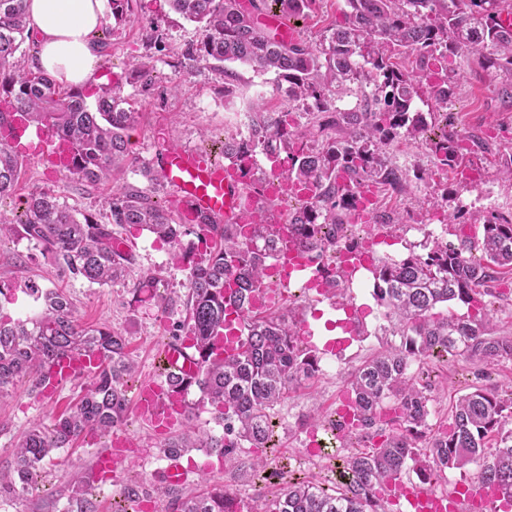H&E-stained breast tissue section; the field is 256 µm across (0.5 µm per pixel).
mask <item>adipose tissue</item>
Returning <instances> with one entry per match:
<instances>
[{
	"label": "adipose tissue",
	"mask_w": 512,
	"mask_h": 512,
	"mask_svg": "<svg viewBox=\"0 0 512 512\" xmlns=\"http://www.w3.org/2000/svg\"><path fill=\"white\" fill-rule=\"evenodd\" d=\"M26 15L39 37L36 66L62 84L94 86L99 57L91 36L104 19L103 0H26Z\"/></svg>",
	"instance_id": "ef3b65f1"
}]
</instances>
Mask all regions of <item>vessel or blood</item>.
Masks as SVG:
<instances>
[{"mask_svg": "<svg viewBox=\"0 0 512 512\" xmlns=\"http://www.w3.org/2000/svg\"><path fill=\"white\" fill-rule=\"evenodd\" d=\"M0 139L18 153H35L49 170H62L72 163L73 152L61 140L54 129L32 123L26 114H8ZM152 162L161 173L183 222L197 224L233 222L243 214L265 212L269 223H278L276 214L270 213L269 202L287 195L289 183L278 180L263 194L246 195L241 191L244 182L243 166L239 162L224 163L212 156L186 148L158 147ZM164 360L170 372L184 380H190L199 372V362L188 343L177 342L168 346ZM98 366L97 357L74 353L61 357L47 366L41 376L39 388L46 397H56L68 383L81 375L93 373ZM186 400L185 389L165 385L160 380L142 383L137 391L136 410L151 426L164 430L178 419ZM132 436L113 434L111 447L99 453L97 470L115 474L123 461V449L134 447ZM489 488L470 484L446 497H438L417 485H399L394 499L402 503L406 512H434L437 505H445L446 512H463L465 504L491 498Z\"/></svg>", "mask_w": 512, "mask_h": 512, "instance_id": "vessel-or-blood-1", "label": "vessel or blood"}]
</instances>
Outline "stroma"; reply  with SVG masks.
I'll return each instance as SVG.
<instances>
[{
    "instance_id": "35a3bbf8",
    "label": "stroma",
    "mask_w": 512,
    "mask_h": 512,
    "mask_svg": "<svg viewBox=\"0 0 512 512\" xmlns=\"http://www.w3.org/2000/svg\"><path fill=\"white\" fill-rule=\"evenodd\" d=\"M133 9L131 22L115 27L111 36L99 31L95 37L105 42L100 54L101 70L116 74L115 90L137 114L129 136L131 153L140 164L149 163L155 148L161 144L223 157L225 138L234 135L250 106L263 103L272 109L287 110V84L275 79L273 74H258L237 64L233 67L234 78L227 80L204 62L190 69L181 67L184 52L201 40L203 31L197 24L173 13L166 0H135ZM141 61L155 65L153 79L147 85L132 76L133 65ZM477 70L475 61L465 63L451 120L456 130L487 135L498 147L510 145L512 105L504 103L495 91L499 78L478 75ZM390 152L403 167L425 171L426 181L416 189L412 201L375 195V211L396 210L408 216L406 223L383 228L382 242L373 247L375 256L399 258L419 250L429 231L443 236H480L481 223H446V216L457 202H464L480 214L490 209H512V182L496 177L494 154H484L476 162L482 173L481 181L461 182L453 174L433 167L424 142L400 140L391 144ZM116 185L146 192L151 189L137 168L118 171L111 183L86 184L74 179L59 180L58 176L47 174L36 157L29 156L23 161L13 196L1 201L0 209L8 213L21 210L29 193L51 189L69 205L103 223ZM448 186L455 188V195L444 196L443 190ZM117 235L123 238L133 256L131 271L123 280L104 286L81 280H59L49 261L19 235L0 239V277L9 278L17 265L25 267L23 278L15 281V302L4 307L11 316L20 318L34 311L24 293L26 282H35L43 288L61 284L73 300L80 324L109 326L127 336L137 363V373L128 383L133 390L139 381L160 376L157 352L161 345L170 342L177 323L185 316L183 299L189 269L187 263L174 262L172 246L156 240L149 232L128 226L118 229ZM145 271L158 275L157 289L140 288V275ZM373 288L374 279L368 271L344 284L342 293L346 302L357 308L361 335L345 351L338 368L315 376L309 386L292 391L276 407L271 447L225 457L223 468L209 474L213 484L224 486L249 503L263 498L271 485L280 488L295 481H311L333 489L347 483L341 450L309 459L304 452L305 430L298 422L319 417L318 435H330L329 423L336 401L351 373L384 347L386 339L379 331L381 309ZM287 297L297 301L302 310L304 342L314 352H321L326 341L336 335V313L331 308V298L312 303L309 295L296 285L291 286ZM432 367L435 387L429 422L438 427L450 423L457 397L474 383L479 366L455 359L433 362ZM79 391L75 385L49 399L33 391L30 382L17 383L10 396L0 401V468H10L14 444L30 423L47 421L62 413ZM120 430L136 438L139 446L115 477L94 481L88 498L96 512H112L129 480L147 485L159 482L165 465L159 446L166 441V434L155 431L133 410ZM107 444L104 438H85L77 447L59 451L45 462L38 491L0 500V512H49V501L66 500L75 481L89 476L97 453Z\"/></svg>"
}]
</instances>
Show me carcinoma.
Wrapping results in <instances>:
<instances>
[{
    "instance_id": "1",
    "label": "carcinoma",
    "mask_w": 512,
    "mask_h": 512,
    "mask_svg": "<svg viewBox=\"0 0 512 512\" xmlns=\"http://www.w3.org/2000/svg\"><path fill=\"white\" fill-rule=\"evenodd\" d=\"M134 0H107L110 22L133 15ZM184 19L203 25L204 37L184 55L185 65L199 61L239 62L257 73H274L288 82V99L306 119L290 124L287 113L254 111L247 115L249 137L224 142V157L242 160L263 155L291 184L311 198L282 215L283 223L322 271L328 287L342 282L327 254L339 232L356 214L358 190L374 186L390 195L406 196L424 180L398 164L388 151L400 138L425 142L434 167L455 171L471 148L490 152L488 140L461 136L448 122L461 70L460 52L476 58L486 71L512 80V0H344L342 19L324 30L317 42H283L268 35L259 22L255 0H167ZM264 12L290 22L307 17L317 0H261ZM29 35L25 0H0V124L6 113L26 112L36 124H49L73 148L72 167L64 180L97 183L114 169L138 166L128 148L127 131L135 113L119 93L111 91L88 102L80 89L61 91L40 69L25 68L16 58ZM413 56L417 71L407 72L395 59ZM429 84L439 112L414 108L423 84ZM356 100L349 108L336 101ZM22 159L0 143V200L13 194ZM136 226L170 244H178L191 225L177 221L171 210L140 190H117L108 223L60 202L53 191L30 194L14 219L0 212V236L17 233L35 243L40 253L67 279L106 285L127 275L132 257L114 248L109 225ZM483 238L475 245L454 243L427 234L423 252L374 260V295L383 307L382 335L399 343L363 362L350 381L356 427L395 426L385 441L368 452L339 442L350 480L333 493L305 482L288 484L263 499L259 512H391L389 485L413 470L424 481H436L446 470L476 466L475 478L512 500V381L489 387L474 385L460 396L451 422L432 430L428 423L432 398V358H463L484 366L512 361V336H492L495 309L488 284L501 268L512 269V211L489 210L483 216ZM199 261L191 265L184 303L182 333L189 338L200 372L184 386L200 392L224 421L216 436L188 426V433L161 445L163 455L205 448L223 456L237 450L266 448L274 436L272 411L288 391L313 378L317 358L302 344L298 313L291 306L250 310L253 293L267 281L268 267L279 249L271 224H203L197 234ZM478 250L480 256L472 251ZM28 295L38 312L22 319L0 314V399L26 379L37 387L45 365L74 351L100 359L79 401L65 417L36 421L16 443L14 467L0 472V497L38 489L43 462L87 434L106 435L125 418L126 387L134 372L128 341L108 326H82L67 295L57 288L31 285ZM462 303L459 314L442 307ZM245 315V337L238 351L214 357L216 336L224 330L228 309ZM417 370H411L412 362ZM413 466H408V463ZM167 498L168 512H234L236 497L214 487L195 496L163 486L156 490L136 480L125 486L113 512H139L145 499ZM64 512H95L82 487L67 499Z\"/></svg>"
}]
</instances>
